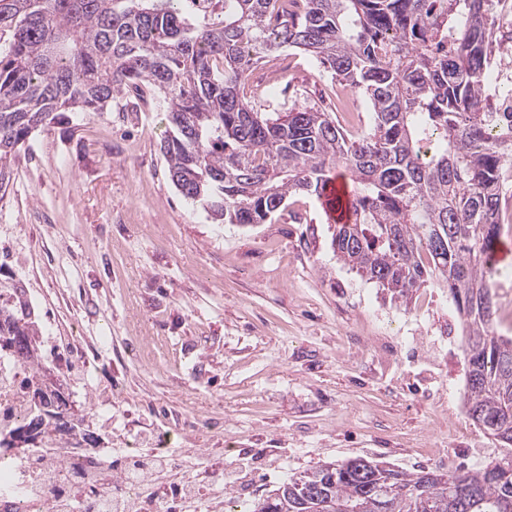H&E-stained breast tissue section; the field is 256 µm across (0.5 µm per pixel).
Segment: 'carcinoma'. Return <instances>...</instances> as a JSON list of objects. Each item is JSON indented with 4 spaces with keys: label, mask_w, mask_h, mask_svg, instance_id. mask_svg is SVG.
<instances>
[{
    "label": "carcinoma",
    "mask_w": 512,
    "mask_h": 512,
    "mask_svg": "<svg viewBox=\"0 0 512 512\" xmlns=\"http://www.w3.org/2000/svg\"><path fill=\"white\" fill-rule=\"evenodd\" d=\"M0 192L32 134L66 112H105L143 82L172 134L161 151L175 188L216 224H265L288 196H323L342 168L352 218L336 256L391 300L428 282L448 289L467 362L469 417L512 446V338L495 326L502 171L512 108L487 103L492 26L483 0H303L274 21L275 0H0ZM286 48L312 55L372 110L352 135L329 112L294 102L259 112L240 87ZM0 337L40 366L50 422L19 428L86 440L89 413L63 399L43 366L22 281L0 278ZM250 512H512V459L476 471L399 470L363 457L289 478Z\"/></svg>",
    "instance_id": "1"
}]
</instances>
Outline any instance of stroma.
Here are the masks:
<instances>
[{"label": "stroma", "instance_id": "1", "mask_svg": "<svg viewBox=\"0 0 512 512\" xmlns=\"http://www.w3.org/2000/svg\"><path fill=\"white\" fill-rule=\"evenodd\" d=\"M336 81L298 51L286 81L254 70L241 94L264 112L300 102L337 108ZM169 124L146 90L40 129L22 148L0 200L6 269L28 288L42 326L92 340L96 381L124 383L111 420L90 429L120 452L191 412L220 410L218 436L173 437V466L149 469L145 492L191 476L212 512L226 494L256 501L285 476L322 461L365 457L412 471H469L512 455L464 414L455 350L462 326L447 289L431 284L405 302L339 261L320 201L289 197L270 223H212L173 186L161 144ZM499 214L496 321L512 336V168ZM135 336L163 338L177 362L157 375L128 361Z\"/></svg>", "mask_w": 512, "mask_h": 512}]
</instances>
